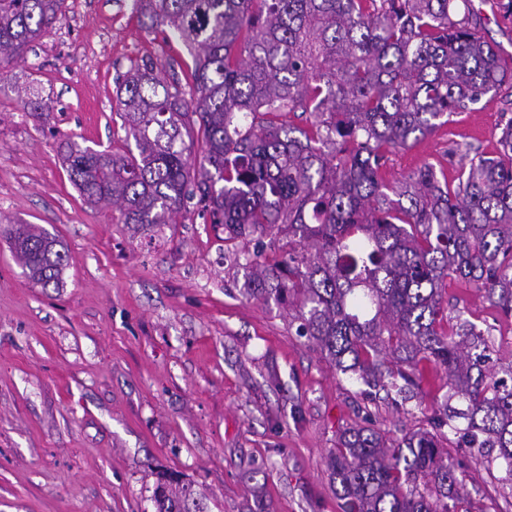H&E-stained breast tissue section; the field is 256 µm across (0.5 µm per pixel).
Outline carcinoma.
Segmentation results:
<instances>
[{
	"label": "carcinoma",
	"instance_id": "carcinoma-1",
	"mask_svg": "<svg viewBox=\"0 0 512 512\" xmlns=\"http://www.w3.org/2000/svg\"><path fill=\"white\" fill-rule=\"evenodd\" d=\"M472 0H133L148 31L166 26L192 55L191 81L144 57L116 84V116L135 148L64 145L71 183L122 224L209 218L229 240L276 232L283 259L245 253L257 300L288 305L296 332L343 374L397 396L431 366L448 376L437 424L504 469L512 488V362L490 329L446 318L448 280L512 313V62L478 31ZM65 0H0V71L62 14ZM498 98L490 157L454 143L456 186L424 163L384 177L388 154ZM311 114V131L278 124ZM200 136L203 161L187 151ZM196 201L190 210L187 202ZM27 277L62 285L66 254L31 225L3 230ZM448 322V330L438 328ZM345 512H459L456 467L426 432L389 443L343 430L328 456ZM156 512H207L179 478L160 481Z\"/></svg>",
	"mask_w": 512,
	"mask_h": 512
}]
</instances>
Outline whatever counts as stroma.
I'll return each instance as SVG.
<instances>
[{
    "instance_id": "1",
    "label": "stroma",
    "mask_w": 512,
    "mask_h": 512,
    "mask_svg": "<svg viewBox=\"0 0 512 512\" xmlns=\"http://www.w3.org/2000/svg\"><path fill=\"white\" fill-rule=\"evenodd\" d=\"M188 62L180 40L143 29L132 0H65L60 19L0 73V225L30 224L68 254L63 284L34 285L0 236V512H155L160 473L204 494L209 512H344L328 467L342 429L397 441L432 431L443 371L407 403L338 372L290 325L286 306L246 297L248 244L203 220L142 227L86 205L60 145L122 149L118 78L143 56ZM30 86L47 111L25 108ZM499 102L392 151L398 181L430 162L454 179L452 143L493 152ZM449 315L491 327L512 360V317L449 282ZM465 512H512L501 469L454 436Z\"/></svg>"
}]
</instances>
